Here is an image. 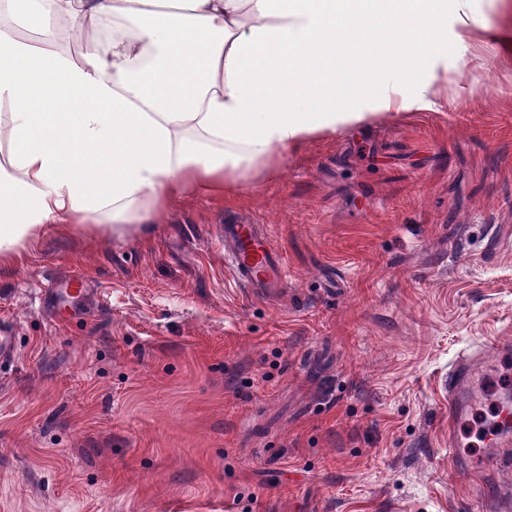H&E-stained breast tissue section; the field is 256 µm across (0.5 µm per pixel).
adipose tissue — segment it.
Returning a JSON list of instances; mask_svg holds the SVG:
<instances>
[{"instance_id": "ef3b65f1", "label": "adipose tissue", "mask_w": 512, "mask_h": 512, "mask_svg": "<svg viewBox=\"0 0 512 512\" xmlns=\"http://www.w3.org/2000/svg\"><path fill=\"white\" fill-rule=\"evenodd\" d=\"M472 0H0V265L159 222L311 139L432 104Z\"/></svg>"}]
</instances>
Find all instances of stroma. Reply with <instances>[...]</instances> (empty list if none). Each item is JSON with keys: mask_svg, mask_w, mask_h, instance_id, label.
<instances>
[{"mask_svg": "<svg viewBox=\"0 0 512 512\" xmlns=\"http://www.w3.org/2000/svg\"><path fill=\"white\" fill-rule=\"evenodd\" d=\"M474 7L434 105L158 224L51 225L0 267V512H490L512 470L448 466V370L512 337V0ZM229 216L283 251L277 299L232 282Z\"/></svg>", "mask_w": 512, "mask_h": 512, "instance_id": "stroma-1", "label": "stroma"}]
</instances>
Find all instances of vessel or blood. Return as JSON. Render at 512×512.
<instances>
[{
    "label": "vessel or blood",
    "mask_w": 512,
    "mask_h": 512,
    "mask_svg": "<svg viewBox=\"0 0 512 512\" xmlns=\"http://www.w3.org/2000/svg\"><path fill=\"white\" fill-rule=\"evenodd\" d=\"M224 261L235 283L254 296L276 297L286 287L290 275L285 256L259 226L238 221L226 222L218 239ZM512 357V338L501 336L483 344L476 356L462 359L448 372V421L456 423L478 398L475 364L483 359ZM491 447L481 462L449 454V462L466 469L468 475L512 466V455L504 448L512 441V397L502 396L492 429L486 437Z\"/></svg>",
    "instance_id": "1"
}]
</instances>
